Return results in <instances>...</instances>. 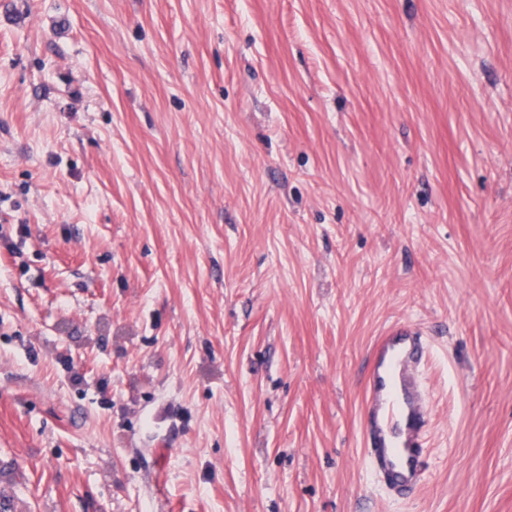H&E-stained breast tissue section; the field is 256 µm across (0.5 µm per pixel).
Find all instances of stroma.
I'll use <instances>...</instances> for the list:
<instances>
[{"label": "stroma", "instance_id": "obj_1", "mask_svg": "<svg viewBox=\"0 0 512 512\" xmlns=\"http://www.w3.org/2000/svg\"><path fill=\"white\" fill-rule=\"evenodd\" d=\"M0 512H512V0H0ZM374 351L359 429L372 469L388 491L404 496L425 477L429 413L416 372L427 346L417 328L397 323L375 343Z\"/></svg>", "mask_w": 512, "mask_h": 512}]
</instances>
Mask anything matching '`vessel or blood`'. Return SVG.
<instances>
[{
  "label": "vessel or blood",
  "instance_id": "obj_1",
  "mask_svg": "<svg viewBox=\"0 0 512 512\" xmlns=\"http://www.w3.org/2000/svg\"><path fill=\"white\" fill-rule=\"evenodd\" d=\"M374 351L359 429L372 469L388 491L404 496L425 477L429 413L416 372L427 346L417 328L397 323L375 343Z\"/></svg>",
  "mask_w": 512,
  "mask_h": 512
}]
</instances>
